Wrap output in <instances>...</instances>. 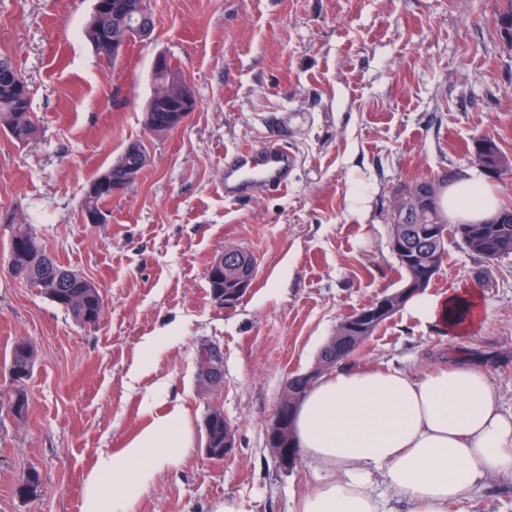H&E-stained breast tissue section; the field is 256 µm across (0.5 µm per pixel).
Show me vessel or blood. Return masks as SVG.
Listing matches in <instances>:
<instances>
[{
	"label": "vessel or blood",
	"instance_id": "obj_1",
	"mask_svg": "<svg viewBox=\"0 0 512 512\" xmlns=\"http://www.w3.org/2000/svg\"><path fill=\"white\" fill-rule=\"evenodd\" d=\"M293 165V156L275 141L240 149L224 162V197L229 201L247 199L257 183L284 190Z\"/></svg>",
	"mask_w": 512,
	"mask_h": 512
}]
</instances>
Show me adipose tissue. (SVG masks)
<instances>
[{"instance_id":"obj_1","label":"adipose tissue","mask_w":512,"mask_h":512,"mask_svg":"<svg viewBox=\"0 0 512 512\" xmlns=\"http://www.w3.org/2000/svg\"><path fill=\"white\" fill-rule=\"evenodd\" d=\"M444 206L454 223H479L498 209L475 172L448 188ZM407 309L457 336L467 335L481 313L473 288L420 295ZM295 428L302 459L328 475L297 512H391L376 491L381 483L408 512H448L449 503L478 493L489 474L512 477V413L503 410L486 370L463 356L426 373L335 369L310 389ZM189 447L181 409L154 419L122 451L100 458L86 482L84 512H131Z\"/></svg>"}]
</instances>
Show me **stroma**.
Returning a JSON list of instances; mask_svg holds the SVG:
<instances>
[{"mask_svg": "<svg viewBox=\"0 0 512 512\" xmlns=\"http://www.w3.org/2000/svg\"><path fill=\"white\" fill-rule=\"evenodd\" d=\"M151 40L109 64L84 37L93 0H0V54L27 77L40 132H0V211L18 208L56 258L102 290L105 315L81 326L7 272L0 225V392L18 338L38 362L29 408L0 410V512H83L101 456L181 407L190 451L132 512H214L225 497L251 512H297L323 473L276 468L265 431L288 376L311 368L337 326L402 284L389 248L395 200L415 180L469 174L474 139L512 160V40L500 0H149ZM176 61L196 105L161 137L143 124L157 56ZM278 136L297 158L287 191L224 198V157ZM134 141L151 161L102 224L81 210L92 179ZM227 248L256 259L232 309L210 299L205 270ZM480 263L463 247L427 292L477 287L482 319L459 340L399 312L346 361L423 372L466 355L512 411V256ZM217 344L224 382L198 378ZM236 446L205 451L211 405ZM44 482L14 488L29 468ZM448 512H512V479L491 477Z\"/></svg>", "mask_w": 512, "mask_h": 512, "instance_id": "35a3bbf8", "label": "stroma"}]
</instances>
